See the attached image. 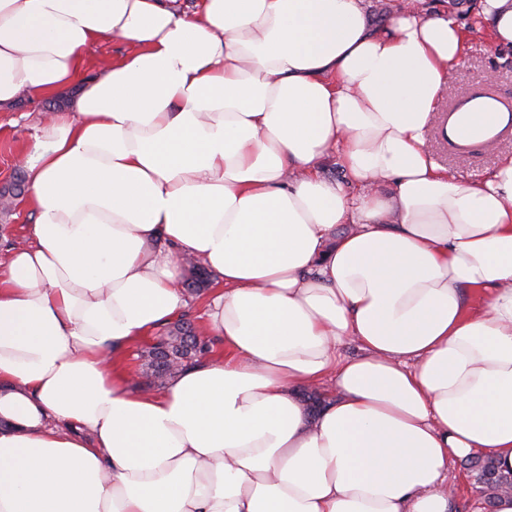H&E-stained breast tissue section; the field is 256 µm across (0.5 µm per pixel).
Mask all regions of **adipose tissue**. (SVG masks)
Masks as SVG:
<instances>
[{
	"label": "adipose tissue",
	"mask_w": 512,
	"mask_h": 512,
	"mask_svg": "<svg viewBox=\"0 0 512 512\" xmlns=\"http://www.w3.org/2000/svg\"><path fill=\"white\" fill-rule=\"evenodd\" d=\"M417 3L0 0V107L73 93L0 261V512H449L450 464L512 473V156L433 160L465 33ZM477 17L512 46V0ZM186 255L224 354L136 392ZM124 47L112 38L101 39L92 49L87 75L94 76L106 65L112 63V58L123 51Z\"/></svg>",
	"instance_id": "ef3b65f1"
}]
</instances>
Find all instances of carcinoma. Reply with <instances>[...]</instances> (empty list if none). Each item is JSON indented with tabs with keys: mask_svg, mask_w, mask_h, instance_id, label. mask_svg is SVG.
Listing matches in <instances>:
<instances>
[{
	"mask_svg": "<svg viewBox=\"0 0 512 512\" xmlns=\"http://www.w3.org/2000/svg\"><path fill=\"white\" fill-rule=\"evenodd\" d=\"M191 276L184 280V286L197 292L209 281L206 267L199 261L188 264ZM210 352L208 342L196 334L193 324L179 319L168 327L167 332L146 350V374L163 381L183 366L201 359ZM477 471V481L486 486L495 496L512 488V475L502 474L489 459L471 462Z\"/></svg>",
	"mask_w": 512,
	"mask_h": 512,
	"instance_id": "1",
	"label": "carcinoma"
}]
</instances>
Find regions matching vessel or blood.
I'll use <instances>...</instances> for the list:
<instances>
[{
	"label": "vessel or blood",
	"mask_w": 512,
	"mask_h": 512,
	"mask_svg": "<svg viewBox=\"0 0 512 512\" xmlns=\"http://www.w3.org/2000/svg\"><path fill=\"white\" fill-rule=\"evenodd\" d=\"M437 140L451 153L468 156L492 142L512 139V100L476 83L439 117Z\"/></svg>",
	"instance_id": "b4317fda"
}]
</instances>
